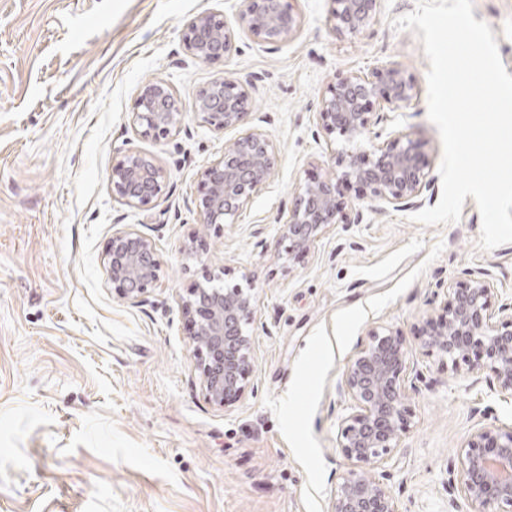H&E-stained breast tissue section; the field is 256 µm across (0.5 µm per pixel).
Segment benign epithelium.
Here are the masks:
<instances>
[{
    "label": "benign epithelium",
    "instance_id": "1",
    "mask_svg": "<svg viewBox=\"0 0 512 512\" xmlns=\"http://www.w3.org/2000/svg\"><path fill=\"white\" fill-rule=\"evenodd\" d=\"M332 18L339 34L358 35L376 13L378 0H332ZM236 27L212 13L195 16L183 34L186 50L202 60L229 59L237 52L242 33L277 45L298 31L289 0H236ZM251 82L226 76L200 89L191 105L183 104L163 81L144 84L135 99L131 126L143 138L160 139L178 128L185 111L215 131H238L224 154L201 175L197 209L205 224H234L254 196L267 185L274 166V143L257 127H243L250 107ZM415 80L397 64L364 75L340 79L322 96L318 123L328 134L355 142L371 123L370 104L391 107L416 98ZM166 172L150 157L129 153L112 165L110 180L121 201L147 209L166 187ZM354 180L370 189L377 208H417L425 203L433 177L426 172L417 145L398 136L385 140L370 155H352L340 175L307 182L297 188L288 220L281 225L288 251L306 254L324 230L339 223L336 187ZM109 280L137 298L159 278L151 242L133 232L117 230L104 255ZM494 278L487 271L448 289L442 312H425L417 333L408 338L398 330L378 327L369 332L347 363L337 385L351 401L341 429V452L351 469L336 487L330 512H396L381 471L385 457L400 447L410 429L407 359L411 340L423 352L466 366L467 374L493 376L496 390L512 396V304L492 305ZM254 296L240 287H198L184 302L197 316L193 342L205 353L200 373L207 399L223 406L242 396L251 368L249 320ZM448 486L471 507V512H512V428L482 427L471 433L457 454Z\"/></svg>",
    "mask_w": 512,
    "mask_h": 512
}]
</instances>
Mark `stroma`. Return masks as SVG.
<instances>
[{
    "label": "stroma",
    "instance_id": "obj_1",
    "mask_svg": "<svg viewBox=\"0 0 512 512\" xmlns=\"http://www.w3.org/2000/svg\"><path fill=\"white\" fill-rule=\"evenodd\" d=\"M299 30L270 45L241 36L226 61L187 53L185 25L224 0H0V512H328L350 464L340 448L349 400L337 390L376 327L411 333L451 282L488 270L496 303L512 301V243L478 246L466 197L458 222L425 226L380 211L370 189L340 184L361 223L330 226L289 257L280 226L295 192L336 175L345 153L406 134L437 181L440 134L428 117L430 64L418 36L391 27L417 0H379L369 28L336 33L330 0H290ZM512 75V0H474ZM398 64L417 99L376 110L358 142L326 135L316 112L328 86ZM250 80L245 124L267 132L274 172L236 223L207 225L200 174L234 131L193 117L161 140L137 136L139 88L167 82L184 101L213 80ZM152 156L168 175L153 208L124 205L116 159ZM153 244L157 282L138 298L102 263L113 232ZM223 275L251 289L253 373L226 406L206 397L183 301ZM411 429L385 469L396 512H455L448 470L481 426H512V398L419 347Z\"/></svg>",
    "mask_w": 512,
    "mask_h": 512
}]
</instances>
